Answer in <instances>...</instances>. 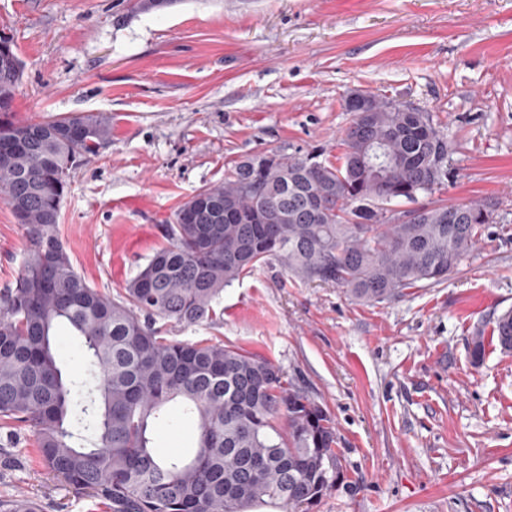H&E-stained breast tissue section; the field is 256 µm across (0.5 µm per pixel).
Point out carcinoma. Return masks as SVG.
Returning a JSON list of instances; mask_svg holds the SVG:
<instances>
[{"mask_svg": "<svg viewBox=\"0 0 512 512\" xmlns=\"http://www.w3.org/2000/svg\"><path fill=\"white\" fill-rule=\"evenodd\" d=\"M23 73L15 49L0 55V198L28 239L20 276L0 293V426L30 428L38 461L99 512H311L343 476L330 414L272 361L170 340L156 320L212 321L224 288L274 261L300 281L373 303L448 279L490 223L485 206L435 201L407 222L385 209L444 184L448 136L429 113L376 96L371 111L353 113L336 166L316 150L246 158L177 208L163 228L170 245L115 299L75 271L60 235L71 178L80 158L111 142L112 119L15 118ZM61 326L84 344V371L68 379L55 342ZM493 333L511 354V308L494 317ZM469 349L480 364L483 333ZM176 401L196 447L165 457L151 432L170 424ZM0 512L39 505L0 497Z\"/></svg>", "mask_w": 512, "mask_h": 512, "instance_id": "1", "label": "carcinoma"}]
</instances>
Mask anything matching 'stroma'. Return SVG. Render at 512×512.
Returning a JSON list of instances; mask_svg holds the SVG:
<instances>
[{
    "label": "stroma",
    "mask_w": 512,
    "mask_h": 512,
    "mask_svg": "<svg viewBox=\"0 0 512 512\" xmlns=\"http://www.w3.org/2000/svg\"><path fill=\"white\" fill-rule=\"evenodd\" d=\"M25 74L17 118L102 112L112 140L78 167L61 237L75 270L112 296L161 247L199 188L263 152L322 150L338 164L360 89L429 113L452 144L433 200L494 216L460 271L371 303L293 279L279 264L225 288L216 321L168 323L279 365L331 414L345 479L312 512H512V353L468 338L512 308V0H0ZM27 241L0 199V291ZM153 430L192 447L191 422ZM0 496L44 512H96L35 456L30 429H0Z\"/></svg>",
    "instance_id": "obj_1"
}]
</instances>
